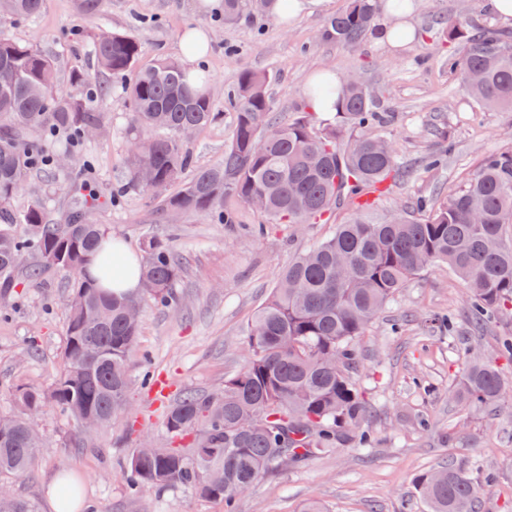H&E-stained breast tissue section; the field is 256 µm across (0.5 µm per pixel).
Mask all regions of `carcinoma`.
Listing matches in <instances>:
<instances>
[{"mask_svg":"<svg viewBox=\"0 0 512 512\" xmlns=\"http://www.w3.org/2000/svg\"><path fill=\"white\" fill-rule=\"evenodd\" d=\"M43 0H0V14L30 20ZM288 0H224V23L244 14L273 13ZM382 0H348L330 16L320 37L352 47L370 30ZM394 13L405 0L384 3ZM435 37L454 42L448 71L484 108H512V38L493 26L470 28L469 19L448 21ZM139 41L121 33L100 37L92 65L120 83L130 104V151L126 186L151 194L155 213L203 214L234 223L224 198L263 202L268 224L324 220L346 202L370 210L391 183L409 179L393 143L379 133L386 124L376 97L360 82H348L337 104L342 127L302 112L293 121L267 122L272 112L266 72L243 71L233 98L234 127L224 160L193 165L181 138L213 124L210 94L191 87L181 64L161 58L143 66ZM50 58L0 32V299L19 286V276L39 278L50 270L75 275L67 296L64 369L53 388H21L18 415H0V474H23L35 461L42 436L29 416L49 407L100 425L118 418L131 377L127 359L140 320L130 312L140 300L108 292L100 280L113 276V250L105 224H86L73 212L66 224H50L42 200L17 215L11 201L32 171L63 167L26 135L42 131L85 137L89 125L104 123L100 109L110 94L90 91L88 74L75 71L70 87L54 88ZM355 131L345 137L344 130ZM181 184L171 193L169 188ZM35 254L40 264L25 267ZM98 261L100 278L85 275ZM444 263L469 290V318L482 327L490 311L512 307V149L484 158L480 168L442 200L421 199L413 214L382 222L357 217L339 224L329 239L298 255L277 279L267 301L246 327L250 354L217 393L187 391L166 413L172 445L148 455L132 452L128 487L163 489L181 484L205 498L222 499L232 512L241 490L252 489L284 461L350 442L370 447L363 428L366 402L356 387V340L414 275ZM183 262L170 245L144 241L140 265L142 297L166 304ZM467 365L451 398L461 404L497 406L512 394L500 368L464 349ZM60 512H71L79 495L71 476ZM429 512H479L483 489L465 469L450 462L416 480Z\"/></svg>","mask_w":512,"mask_h":512,"instance_id":"obj_1","label":"carcinoma"}]
</instances>
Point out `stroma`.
I'll list each match as a JSON object with an SVG mask.
<instances>
[{"instance_id":"obj_1","label":"stroma","mask_w":512,"mask_h":512,"mask_svg":"<svg viewBox=\"0 0 512 512\" xmlns=\"http://www.w3.org/2000/svg\"><path fill=\"white\" fill-rule=\"evenodd\" d=\"M214 3L207 9L200 0H102L99 15L90 18L79 0H43L34 19L18 22L0 15V31L53 60L58 89H68L78 69L90 71L93 84L112 88L103 106V135L73 145L63 135L46 140L49 151L69 146L85 163L80 182L100 202L83 213V221L108 225L113 239L138 257L145 235L172 239L184 262L171 304L141 303L140 335L128 357L132 387L122 416L89 437L59 411L32 416L45 439L36 461L24 475H0V483L35 512H51L44 486L62 468L80 482L86 512H224L223 500L201 497L183 485L146 488L130 498L124 463L143 440L166 442L164 413L181 393L219 391L225 378L243 367L246 326L279 274L357 215L346 205L329 220L275 224L259 235L255 228L262 215L230 196L224 204L236 214L232 224H216L200 214L157 220L149 196L124 187L130 106L111 76L92 68L89 52L98 34L132 35L142 42L141 62L147 65L159 57L181 59L180 44L189 29L214 32L205 69L210 96L224 118L185 140L199 166L224 158L233 128L229 99L243 70L270 74L266 92L277 122L292 121L303 110L310 77L320 68L358 75L389 119L383 133L394 142L399 165L414 172L377 201L370 212L375 219L409 209L420 196L444 198L484 156L512 148V109L480 108L449 73L448 47L424 39L458 15L478 26L491 23L485 0H424L415 18L421 41L395 53L369 39L355 49L320 40L326 18L346 0H304L287 30L271 16L225 23L224 0ZM37 196L56 224L67 223L77 206L66 177L38 175L27 180L11 206L25 210ZM71 283L69 273L53 270L40 280H23L0 312V414L17 413L18 386L48 390L59 379ZM467 311L468 293L447 265L413 276L358 339L355 380L367 404L364 424L376 436L373 447L347 443L282 466L238 497L235 512H302L311 500L324 512H427L416 478L450 461L485 486L481 512H512V406L465 407L448 399L466 366L462 350L467 346L497 363L512 383V362L499 356L501 342L512 339V309L498 312L478 334L467 326ZM448 312L455 329L444 336L431 328L428 317ZM147 372L154 385H142ZM421 416L429 420L428 429L418 427Z\"/></svg>"}]
</instances>
